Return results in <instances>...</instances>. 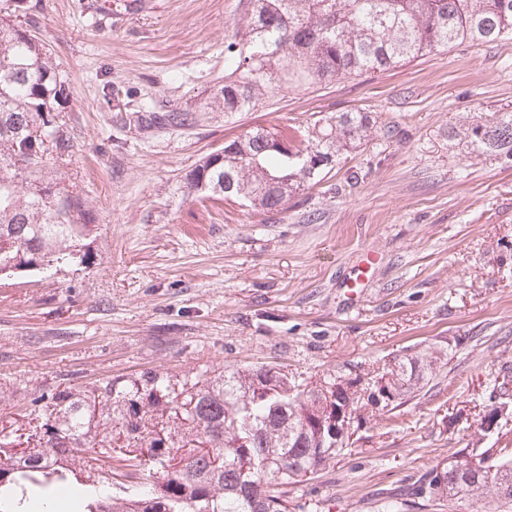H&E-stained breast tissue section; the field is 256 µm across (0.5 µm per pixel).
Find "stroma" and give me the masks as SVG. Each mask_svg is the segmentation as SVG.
<instances>
[{"instance_id":"obj_1","label":"stroma","mask_w":512,"mask_h":512,"mask_svg":"<svg viewBox=\"0 0 512 512\" xmlns=\"http://www.w3.org/2000/svg\"><path fill=\"white\" fill-rule=\"evenodd\" d=\"M73 97L68 154L44 174L94 217L88 260L0 283V429L34 397L156 374L174 388L227 368L370 379L406 349L438 352L419 396L374 414L288 497L327 512L381 499L465 447L512 379V160L449 138L512 110V40L464 42L398 66L205 113L193 129L124 128L105 82L199 109L224 82L240 0H28ZM368 112L377 130L273 218L200 203L191 171L261 125ZM364 269L362 285H346Z\"/></svg>"}]
</instances>
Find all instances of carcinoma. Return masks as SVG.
<instances>
[{
    "mask_svg": "<svg viewBox=\"0 0 512 512\" xmlns=\"http://www.w3.org/2000/svg\"><path fill=\"white\" fill-rule=\"evenodd\" d=\"M0 18V281L18 276L14 260L27 252L51 267L86 261L82 241L93 218L79 195L57 190L43 174L48 150L70 149L59 121L60 102L72 97L52 53L26 27ZM466 40H512V0H242L236 40L225 47L224 84L212 89L206 108L224 115L249 112L259 97L306 84L395 67ZM107 104L124 103L139 132L192 129L201 113L127 98L107 82ZM365 112H344L302 143L286 128L255 127L237 138L222 159L208 157L188 179L190 193L207 200L250 197L263 215L288 209L307 181L333 167L345 152L373 138ZM451 136L473 153L512 159V111ZM292 151L284 153L280 143ZM433 374L426 352L393 357L377 392L381 410L418 396ZM346 395L324 392L287 373L278 380L255 369H229L214 380L185 383L175 392L158 375L109 382L104 399L69 388L43 394L32 413L42 449L12 456L0 448V512H31L54 494L71 500L72 512H288V486L311 479L348 444H336L314 423L348 406L360 380H347ZM121 423L127 445L104 443L81 457L96 406ZM139 453L132 456L128 449ZM126 455L128 467L148 457L157 477L112 493V477L91 478ZM452 512H512V439L496 431L490 445L462 448L443 473L431 470L402 492L383 499L381 512H414L429 504Z\"/></svg>",
    "mask_w": 512,
    "mask_h": 512,
    "instance_id": "obj_1",
    "label": "carcinoma"
}]
</instances>
